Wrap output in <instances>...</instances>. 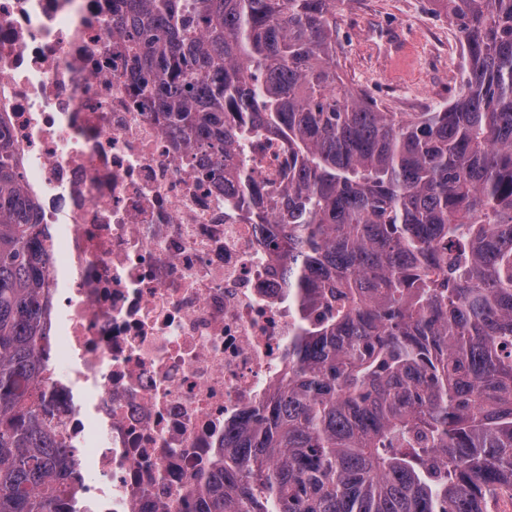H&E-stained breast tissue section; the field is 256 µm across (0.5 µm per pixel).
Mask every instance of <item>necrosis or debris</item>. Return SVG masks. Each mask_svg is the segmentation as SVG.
<instances>
[{"label": "necrosis or debris", "mask_w": 512, "mask_h": 512, "mask_svg": "<svg viewBox=\"0 0 512 512\" xmlns=\"http://www.w3.org/2000/svg\"><path fill=\"white\" fill-rule=\"evenodd\" d=\"M119 0H0V132L55 257L31 396L69 468L58 512H184L296 326L260 227L139 106ZM278 184L276 141L248 149Z\"/></svg>", "instance_id": "obj_1"}]
</instances>
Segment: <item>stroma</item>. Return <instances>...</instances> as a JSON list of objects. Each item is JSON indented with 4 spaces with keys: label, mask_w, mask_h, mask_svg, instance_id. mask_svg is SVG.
<instances>
[{
    "label": "stroma",
    "mask_w": 512,
    "mask_h": 512,
    "mask_svg": "<svg viewBox=\"0 0 512 512\" xmlns=\"http://www.w3.org/2000/svg\"><path fill=\"white\" fill-rule=\"evenodd\" d=\"M430 0H345L336 8V65L387 112H428L459 90L463 50Z\"/></svg>",
    "instance_id": "1"
}]
</instances>
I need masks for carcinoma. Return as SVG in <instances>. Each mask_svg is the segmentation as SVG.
<instances>
[{
	"mask_svg": "<svg viewBox=\"0 0 512 512\" xmlns=\"http://www.w3.org/2000/svg\"><path fill=\"white\" fill-rule=\"evenodd\" d=\"M338 0H125L138 95L268 227L299 315L288 374L194 512H489L512 495V0H433L455 97L384 112L336 72ZM274 135L288 180L245 154ZM52 258L0 143V512H54L65 453L26 387Z\"/></svg>",
	"mask_w": 512,
	"mask_h": 512,
	"instance_id": "1",
	"label": "carcinoma"
}]
</instances>
